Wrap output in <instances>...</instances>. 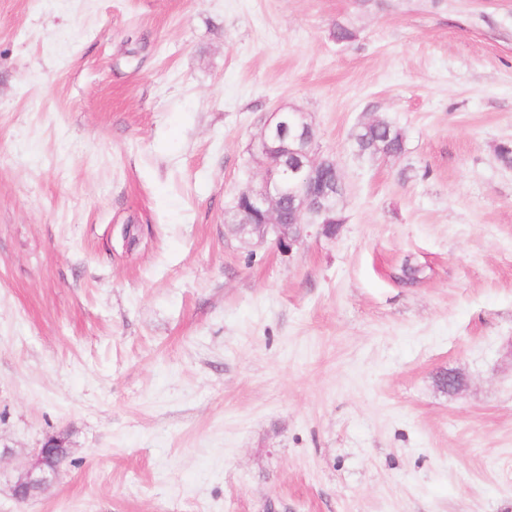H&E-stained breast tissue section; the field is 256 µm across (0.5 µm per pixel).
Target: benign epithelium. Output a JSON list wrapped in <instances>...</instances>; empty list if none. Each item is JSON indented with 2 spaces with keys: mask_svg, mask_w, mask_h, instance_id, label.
Here are the masks:
<instances>
[{
  "mask_svg": "<svg viewBox=\"0 0 512 512\" xmlns=\"http://www.w3.org/2000/svg\"><path fill=\"white\" fill-rule=\"evenodd\" d=\"M272 140L313 144L315 131L311 124H299L294 113L279 109L271 113L254 140L253 150L264 159L266 168L260 182L249 186L241 197L249 213L263 218L262 223L255 225L256 238L263 241L273 236L282 249L290 250L303 238L306 215L310 216L311 223L320 225L322 235L336 237V226L326 220L332 190L318 184V171L336 161L329 157L316 161L308 151L288 160L270 152ZM61 447V441L49 439L35 451L33 461L21 465V474L13 488L17 501L25 502L49 490L58 481L60 471L48 469L45 464L47 457Z\"/></svg>",
  "mask_w": 512,
  "mask_h": 512,
  "instance_id": "benign-epithelium-1",
  "label": "benign epithelium"
}]
</instances>
